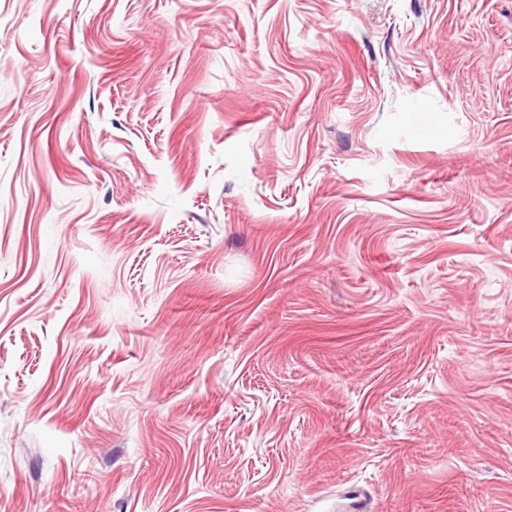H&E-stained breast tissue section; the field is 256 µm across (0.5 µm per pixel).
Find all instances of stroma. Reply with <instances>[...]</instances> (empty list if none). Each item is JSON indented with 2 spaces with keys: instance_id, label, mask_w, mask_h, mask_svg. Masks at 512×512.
<instances>
[{
  "instance_id": "35a3bbf8",
  "label": "stroma",
  "mask_w": 512,
  "mask_h": 512,
  "mask_svg": "<svg viewBox=\"0 0 512 512\" xmlns=\"http://www.w3.org/2000/svg\"><path fill=\"white\" fill-rule=\"evenodd\" d=\"M0 512H512V0H0Z\"/></svg>"
}]
</instances>
